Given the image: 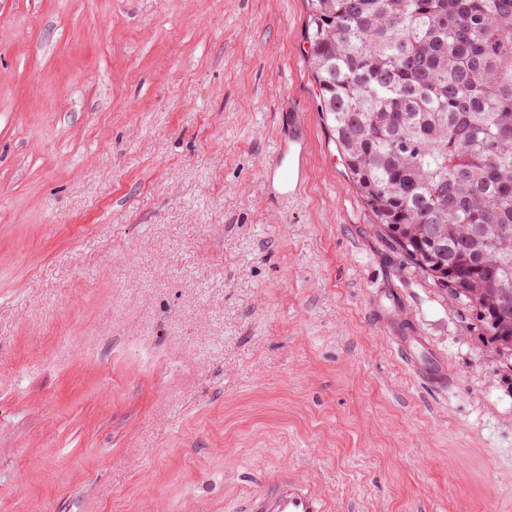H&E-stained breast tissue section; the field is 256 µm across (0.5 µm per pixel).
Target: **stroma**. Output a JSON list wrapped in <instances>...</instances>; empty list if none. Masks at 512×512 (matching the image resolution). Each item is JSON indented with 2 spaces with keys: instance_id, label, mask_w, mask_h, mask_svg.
I'll return each instance as SVG.
<instances>
[{
  "instance_id": "obj_1",
  "label": "stroma",
  "mask_w": 512,
  "mask_h": 512,
  "mask_svg": "<svg viewBox=\"0 0 512 512\" xmlns=\"http://www.w3.org/2000/svg\"><path fill=\"white\" fill-rule=\"evenodd\" d=\"M306 21L0 0V512H246L284 468L327 512H512V372L381 238ZM298 152V161L302 160L304 152H305V142L300 135H295L291 139H288V143L284 142L279 145L278 149V157L280 160V165L283 164L284 161H288V180L286 181V185L288 186V192L290 194L296 191L298 181H299V173L301 172V168H298V178L297 182L294 185L292 180H290L289 169L293 163L294 157ZM389 331L392 346L419 380L442 389L448 385V368L425 339L403 336L392 326Z\"/></svg>"
}]
</instances>
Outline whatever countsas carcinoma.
Masks as SVG:
<instances>
[{"instance_id": "carcinoma-1", "label": "carcinoma", "mask_w": 512, "mask_h": 512, "mask_svg": "<svg viewBox=\"0 0 512 512\" xmlns=\"http://www.w3.org/2000/svg\"><path fill=\"white\" fill-rule=\"evenodd\" d=\"M321 111L387 244L512 362V0H307Z\"/></svg>"}]
</instances>
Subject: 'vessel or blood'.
Returning a JSON list of instances; mask_svg holds the SVG:
<instances>
[{
  "mask_svg": "<svg viewBox=\"0 0 512 512\" xmlns=\"http://www.w3.org/2000/svg\"><path fill=\"white\" fill-rule=\"evenodd\" d=\"M390 342L415 376L443 388L448 384V368L441 356L419 336H405L391 330ZM248 512H326L323 499L288 471L272 477L267 488L254 496Z\"/></svg>",
  "mask_w": 512,
  "mask_h": 512,
  "instance_id": "obj_1",
  "label": "vessel or blood"
}]
</instances>
